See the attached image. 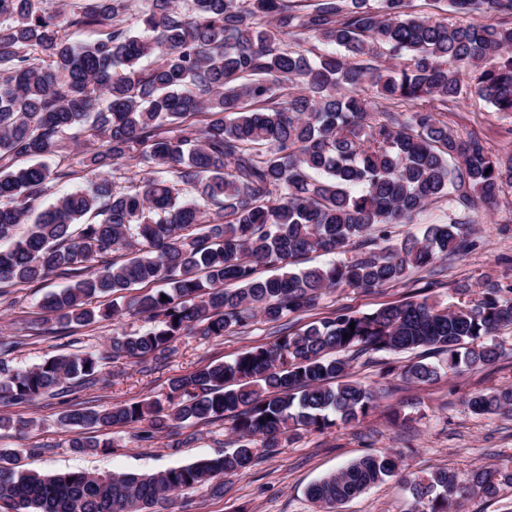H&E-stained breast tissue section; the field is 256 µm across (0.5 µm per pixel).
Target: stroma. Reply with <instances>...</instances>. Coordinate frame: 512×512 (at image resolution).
Returning a JSON list of instances; mask_svg holds the SVG:
<instances>
[{
	"mask_svg": "<svg viewBox=\"0 0 512 512\" xmlns=\"http://www.w3.org/2000/svg\"><path fill=\"white\" fill-rule=\"evenodd\" d=\"M443 118L459 137L476 133L494 154L504 157L512 152V115L496 112L477 96L467 95L449 104ZM474 218L470 246L464 254L414 271L398 285L330 290L318 309L289 315V323L298 328L339 310L366 313L426 296L449 304L456 300V284L475 286L488 277L512 285V189L505 190L494 205L480 207ZM63 285V279L53 278L18 291L13 306L0 304V334L31 339L12 354L14 366L26 368L69 352L74 340L80 346L104 351L114 334L140 331L148 325L144 316L131 312L114 322L73 327L67 337L49 334L38 303L46 292ZM273 338L271 324L262 321L237 335L210 340L185 336L156 371L143 373L138 366L119 360L108 365L105 381L96 388L38 406L0 405V416L32 422L23 430L0 428V448L42 445L45 454L30 458L28 466L49 474L149 473L222 455L230 448V424L226 421L186 427L188 442L176 453L167 449L166 438L148 445L137 438L135 429L115 427L103 433L104 439L113 443V451L81 454L71 448V435L62 429L58 418L62 410L79 402L102 409L128 401L164 400L173 377L233 361L246 349ZM495 340L504 351L499 361L454 377L440 376L427 386L404 380L408 354L377 352L356 358L351 364L352 378L370 385L378 395L377 408L360 423H339L322 433L291 437L247 474L225 477L223 496H212L205 485L185 489L175 495L167 512H323L305 494L310 483L358 457L387 452L399 460L398 476L371 487L337 512H412L414 499L403 476H421L437 466L461 474L476 466L511 463L512 415H476L465 405L474 393L512 386V329L499 331Z\"/></svg>",
	"mask_w": 512,
	"mask_h": 512,
	"instance_id": "1",
	"label": "stroma"
}]
</instances>
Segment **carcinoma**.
<instances>
[{"label":"carcinoma","mask_w":512,"mask_h":512,"mask_svg":"<svg viewBox=\"0 0 512 512\" xmlns=\"http://www.w3.org/2000/svg\"><path fill=\"white\" fill-rule=\"evenodd\" d=\"M448 5L505 21L452 24L411 11L409 0H140L135 13L128 0H0V302L15 303L10 288L57 276L69 285L40 301L51 332L130 311L149 322L113 336L105 353L77 348L27 369L8 360L25 339L0 336V404L94 387L111 359L147 372L187 335L218 338L258 318L278 324L272 342L172 378L163 403H76L59 418L80 452L112 448L89 430L133 426L140 441L163 435L176 453L186 425L229 420L232 451L151 474L49 475L26 463L44 447L0 448L4 508L156 512L205 484L220 497V478L250 471L288 436L322 433L376 407L375 392L349 379L351 354L427 348L446 357L450 374L500 357L494 336L512 328V285L492 280L456 306L424 298L298 330L280 324L316 309L330 288L398 284L462 251L476 206L512 189V154H492L477 135L462 140L436 117L467 94L512 114V0ZM71 28L102 37L73 42ZM311 39L323 48H304ZM66 140L94 147L79 160L89 185L37 212L50 184L76 171L17 161ZM135 159L173 173L200 200H179L161 175L124 186V161ZM444 197L448 222L399 247L374 246ZM351 246L359 252L349 260L295 269L311 252ZM158 281L166 287L117 302ZM440 370L418 361L404 377L426 385ZM466 405L512 412V387ZM397 470L392 454L365 455L313 483L307 497L333 509ZM507 488V465L462 475L436 468L411 482L415 512H452Z\"/></svg>","instance_id":"1"}]
</instances>
